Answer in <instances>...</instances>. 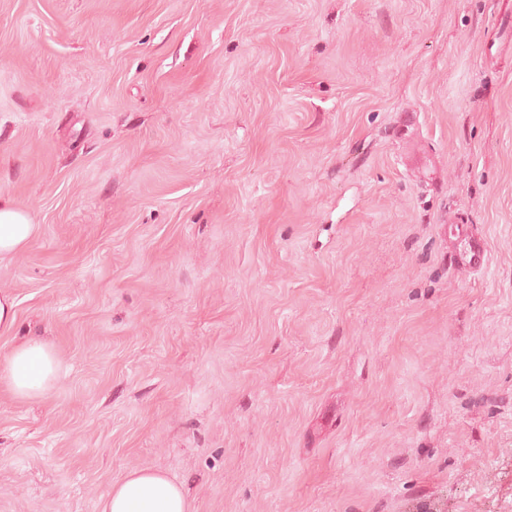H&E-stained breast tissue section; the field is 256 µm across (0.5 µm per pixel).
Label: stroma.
<instances>
[{
	"mask_svg": "<svg viewBox=\"0 0 512 512\" xmlns=\"http://www.w3.org/2000/svg\"><path fill=\"white\" fill-rule=\"evenodd\" d=\"M0 196V512H512V0H0ZM38 224L11 200L0 198V256L21 250L36 235ZM448 240V254L456 270L475 274L486 269L490 259L489 243L486 238L456 220L453 224H448ZM59 378L57 354L39 338H28L0 356V387L15 399L44 397ZM98 512H189L181 487L166 474L136 470L112 485Z\"/></svg>",
	"mask_w": 512,
	"mask_h": 512,
	"instance_id": "obj_1",
	"label": "stroma"
}]
</instances>
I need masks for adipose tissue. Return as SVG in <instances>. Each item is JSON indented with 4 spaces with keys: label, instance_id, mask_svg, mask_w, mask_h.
<instances>
[{
    "label": "adipose tissue",
    "instance_id": "adipose-tissue-1",
    "mask_svg": "<svg viewBox=\"0 0 512 512\" xmlns=\"http://www.w3.org/2000/svg\"><path fill=\"white\" fill-rule=\"evenodd\" d=\"M37 230L27 212L0 198V256L21 250ZM59 378L57 354L41 339H26L0 355V388L16 399L44 397ZM98 512H189V505L181 487L166 474L136 470L112 486Z\"/></svg>",
    "mask_w": 512,
    "mask_h": 512
}]
</instances>
